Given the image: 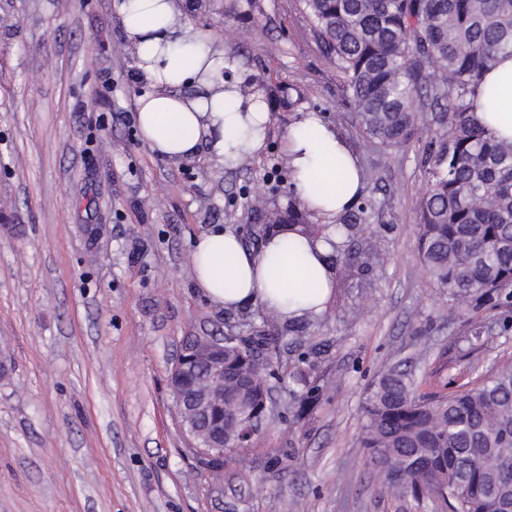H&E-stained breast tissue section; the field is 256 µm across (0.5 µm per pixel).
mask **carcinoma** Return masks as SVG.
Segmentation results:
<instances>
[{
  "label": "carcinoma",
  "mask_w": 512,
  "mask_h": 512,
  "mask_svg": "<svg viewBox=\"0 0 512 512\" xmlns=\"http://www.w3.org/2000/svg\"><path fill=\"white\" fill-rule=\"evenodd\" d=\"M320 50L336 68L343 99L359 130L386 148L414 137L420 114L442 132L422 151L425 188L416 210L417 255L439 293L473 313L512 306V141L473 120L484 70L512 55V0H300ZM269 94L289 95L272 80ZM376 202L336 219L330 256L335 280L376 257L370 241L354 250ZM295 197L276 210L264 237L295 231L322 237ZM314 321H288L276 335L302 344ZM266 334L224 338V437L238 442L247 419L265 417ZM359 442L384 469L389 485L416 501L443 502L448 512H500L512 501V366L449 394H420L410 375L383 373L362 407Z\"/></svg>",
  "instance_id": "carcinoma-1"
}]
</instances>
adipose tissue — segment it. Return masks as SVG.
Wrapping results in <instances>:
<instances>
[{
    "label": "adipose tissue",
    "instance_id": "ef3b65f1",
    "mask_svg": "<svg viewBox=\"0 0 512 512\" xmlns=\"http://www.w3.org/2000/svg\"><path fill=\"white\" fill-rule=\"evenodd\" d=\"M118 16L145 86L136 123L153 151L184 160L205 150L221 165L262 150L270 122L265 103L244 93L241 59L186 21L183 0H121ZM478 100L476 122L512 139V56H498L484 71ZM281 151L300 200L328 223L325 237L297 239L291 252L278 235L254 250L234 233L211 230L194 244V281L204 298L228 310L256 304L283 320L320 316L332 295L331 224L357 201L360 166L335 127L314 112L300 113Z\"/></svg>",
    "mask_w": 512,
    "mask_h": 512
}]
</instances>
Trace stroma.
Wrapping results in <instances>:
<instances>
[{
    "label": "stroma",
    "mask_w": 512,
    "mask_h": 512,
    "mask_svg": "<svg viewBox=\"0 0 512 512\" xmlns=\"http://www.w3.org/2000/svg\"><path fill=\"white\" fill-rule=\"evenodd\" d=\"M234 2L203 0L187 18L242 58L248 85L296 86L299 110L335 125L380 204L367 215L378 261L311 326L320 357L272 344L262 430L207 465L168 385L177 354L186 337L278 320L205 300L192 245L217 225L247 238L255 195L287 207L280 142L295 114L270 103L264 148L237 166L167 159L138 134L143 85L115 0H0V512H448L399 495L359 444L362 405L389 368L449 393L512 365V324L495 309L443 315L416 257L419 154L437 127L384 149L359 131L299 0H261L249 17ZM300 367L320 387L303 411Z\"/></svg>",
    "instance_id": "35a3bbf8"
}]
</instances>
